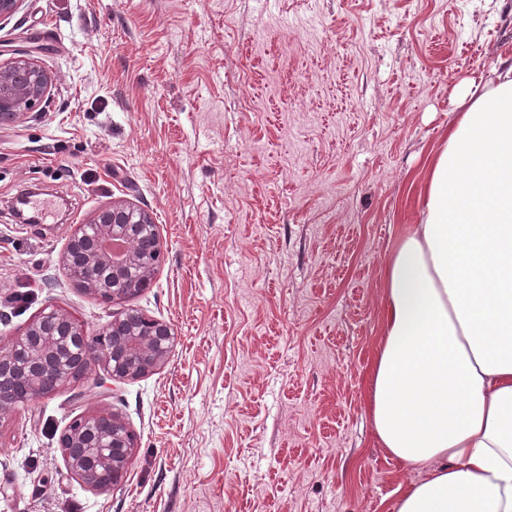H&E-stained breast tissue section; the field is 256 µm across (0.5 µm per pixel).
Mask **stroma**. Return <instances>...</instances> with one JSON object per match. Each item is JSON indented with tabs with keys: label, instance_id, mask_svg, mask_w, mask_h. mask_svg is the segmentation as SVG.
<instances>
[{
	"label": "stroma",
	"instance_id": "obj_1",
	"mask_svg": "<svg viewBox=\"0 0 512 512\" xmlns=\"http://www.w3.org/2000/svg\"><path fill=\"white\" fill-rule=\"evenodd\" d=\"M15 49L55 82L0 123V344L49 302L92 330L120 311L59 261L116 199L165 243L128 304L178 344L164 369H99L0 423V512H393L423 475L369 423L384 270L460 88L512 65V0H24L0 21ZM35 185L44 230L10 210ZM102 410L137 447L96 492L58 437Z\"/></svg>",
	"mask_w": 512,
	"mask_h": 512
}]
</instances>
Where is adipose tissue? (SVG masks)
<instances>
[{"label": "adipose tissue", "instance_id": "1", "mask_svg": "<svg viewBox=\"0 0 512 512\" xmlns=\"http://www.w3.org/2000/svg\"><path fill=\"white\" fill-rule=\"evenodd\" d=\"M459 97L386 266L369 415L425 474L395 512H512V67Z\"/></svg>", "mask_w": 512, "mask_h": 512}]
</instances>
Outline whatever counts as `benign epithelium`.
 <instances>
[{"mask_svg":"<svg viewBox=\"0 0 512 512\" xmlns=\"http://www.w3.org/2000/svg\"><path fill=\"white\" fill-rule=\"evenodd\" d=\"M51 72L28 50L0 62V120L18 122L48 102ZM131 242L119 260L105 248ZM163 258L159 225L146 209L116 200L70 233L61 262L71 281L106 303L148 288ZM177 336L165 321L125 308L91 332L67 309L47 304L8 344L0 345V423L12 411L85 375L91 366L123 383L164 368ZM137 439L124 418L101 411L76 416L58 445L68 471L82 485L106 491L126 480Z\"/></svg>","mask_w":512,"mask_h":512,"instance_id":"obj_1","label":"benign epithelium"}]
</instances>
